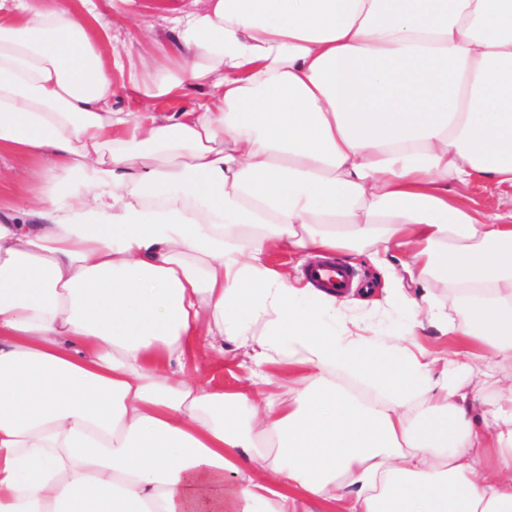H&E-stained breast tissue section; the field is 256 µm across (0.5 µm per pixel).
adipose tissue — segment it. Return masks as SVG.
<instances>
[{
    "instance_id": "obj_1",
    "label": "adipose tissue",
    "mask_w": 512,
    "mask_h": 512,
    "mask_svg": "<svg viewBox=\"0 0 512 512\" xmlns=\"http://www.w3.org/2000/svg\"><path fill=\"white\" fill-rule=\"evenodd\" d=\"M170 22L162 63L96 0H0V161H51L0 214V512H512V212L448 193L512 188V0ZM190 86L176 114L112 104ZM336 251L406 255L405 336L354 339L270 261ZM427 326L451 357L409 351ZM228 341L260 401L186 373Z\"/></svg>"
}]
</instances>
